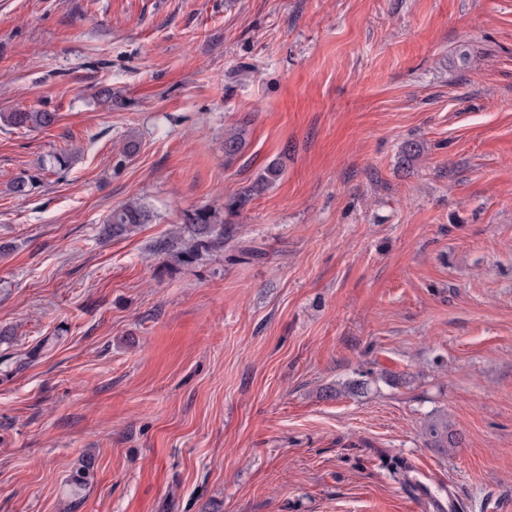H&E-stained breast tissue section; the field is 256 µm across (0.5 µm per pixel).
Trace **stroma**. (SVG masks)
<instances>
[{"instance_id":"1","label":"stroma","mask_w":512,"mask_h":512,"mask_svg":"<svg viewBox=\"0 0 512 512\" xmlns=\"http://www.w3.org/2000/svg\"><path fill=\"white\" fill-rule=\"evenodd\" d=\"M20 109L57 121L0 123V512L90 456L76 512H427L407 462L512 512V0H0ZM204 206L261 257L154 251ZM56 113L45 110H17L15 112H3L0 120L15 129L46 128L56 122ZM245 128L234 126L224 132V157L233 160L243 149L245 144ZM282 176V166L279 161L270 162L263 171L259 174L254 184L241 192L236 198H234L228 205L231 208H242L251 199L253 192H259L279 180ZM151 210L143 199H132L112 210L103 232L113 239H120L135 233L142 224L151 220ZM424 435L428 443L434 448H456L459 441L456 433L448 428V422L441 417H432L424 425Z\"/></svg>"}]
</instances>
